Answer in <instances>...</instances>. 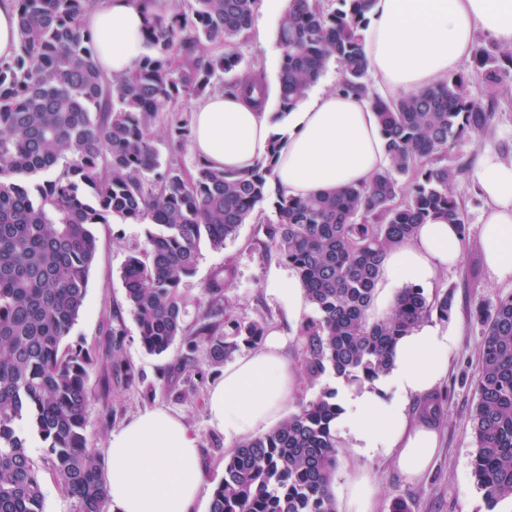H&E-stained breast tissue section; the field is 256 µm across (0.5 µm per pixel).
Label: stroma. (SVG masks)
I'll use <instances>...</instances> for the list:
<instances>
[{
	"mask_svg": "<svg viewBox=\"0 0 512 512\" xmlns=\"http://www.w3.org/2000/svg\"><path fill=\"white\" fill-rule=\"evenodd\" d=\"M277 48L276 22L263 6H256L248 37L238 51L244 63H259L265 81L273 86L278 83L281 63ZM492 110L494 118L484 142L466 138L450 149L451 155L465 164L453 191L464 206L468 224L461 260L441 272L436 282L437 288L453 289V317L461 325L460 345L439 391L444 403V414L437 423L441 448L427 474L416 480L407 478L392 460L368 461L351 449L338 451L334 495L342 494L351 477L367 475L376 489L377 512H391L398 501L405 502L409 512H512V501L508 499L488 505L472 477V425L483 338V327L475 310L512 292V282L500 283L491 277L477 245L480 216L487 210L488 202L480 195L472 173L483 143H492L504 159L512 160V96L498 98ZM147 230V225L120 221L95 225L97 256L89 272L83 309L66 342L81 346L92 359L87 378L91 394L90 446L100 456H107L112 430L145 409L158 406L181 415L199 438L205 484L198 508L208 512L211 491L224 477V456L233 449L223 434L209 426L205 411L207 391L223 377L224 368L209 365L201 352L194 355V365H184L183 359L189 353L183 338L161 355H151L143 349L125 299L122 272L130 254L147 249ZM217 273L224 277L221 305L228 319L245 324L259 322L265 329H277L288 335L285 356L300 370L290 412H297L300 404L313 399L322 389L337 386L332 372L316 378L304 372L303 345L298 336L300 323L289 319L283 306L266 291L272 274L288 278L293 271L266 239L262 224L253 221L242 225L236 237L226 240L220 249L202 242L196 273L180 289L187 305L188 332L196 331L209 309L206 286ZM116 325L123 329L122 362L134 370L129 382L116 377L107 352L110 333Z\"/></svg>",
	"mask_w": 512,
	"mask_h": 512,
	"instance_id": "35a3bbf8",
	"label": "stroma"
}]
</instances>
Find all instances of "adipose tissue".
Segmentation results:
<instances>
[{
  "label": "adipose tissue",
  "mask_w": 512,
  "mask_h": 512,
  "mask_svg": "<svg viewBox=\"0 0 512 512\" xmlns=\"http://www.w3.org/2000/svg\"><path fill=\"white\" fill-rule=\"evenodd\" d=\"M147 22L137 0H97L85 23L106 74L128 72L144 56ZM480 30L512 47V0H374L362 31L374 88L396 97L440 83L469 63ZM192 128V150L216 169L250 170L279 140L275 183L293 197L367 181L388 164L371 99L333 90L317 91L277 120L240 95L217 90L196 102ZM474 175L491 203L479 231L485 266L497 281L512 282V161L484 148ZM463 250L457 225H419L384 258L378 313L389 314L404 287H432ZM459 342L457 324L423 322L398 341L388 372L359 389L340 385V447L368 460L392 458L410 478L424 475L439 434L408 406L442 384ZM284 345V336L269 333L209 389L208 422L225 440L269 427L295 395L298 372L283 357ZM108 446L109 512H194L204 476L198 437L182 417L161 407L147 410L112 432Z\"/></svg>",
  "instance_id": "obj_1"
}]
</instances>
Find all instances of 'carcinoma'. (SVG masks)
Returning <instances> with one entry per match:
<instances>
[{
  "label": "carcinoma",
  "mask_w": 512,
  "mask_h": 512,
  "mask_svg": "<svg viewBox=\"0 0 512 512\" xmlns=\"http://www.w3.org/2000/svg\"><path fill=\"white\" fill-rule=\"evenodd\" d=\"M18 43L0 58V512H45L30 438L78 512H107L100 456L89 447L90 356L64 345L83 308L96 259V224L150 226L145 257H129L125 298L143 348L166 352L184 335L181 285L196 271L200 243L220 248L241 225L262 219L265 236L294 270L316 316L299 329L305 370L347 381L385 372L394 342L435 315L453 314V289L427 296L406 287L391 314L374 320L383 260L417 226L442 219L466 234L452 188L464 170L452 143L481 137L493 112L471 96L479 81L489 102L512 91V50L474 49L470 75L384 100L371 92L360 31L373 0H291L278 22L280 113L291 111L339 65L336 88L372 99L388 165L369 181L306 198L273 186L277 151L252 170L195 173L162 163L152 135L163 113L175 144L189 139L175 116L183 101L210 94L226 74L229 92L262 86V71L240 68L238 45L258 0H138L150 11L146 54L127 74H104L84 16L97 0H14ZM224 277L207 286L212 305L188 352L220 365L255 345L263 326L218 321ZM484 327L472 474L490 505L512 497V293L478 310ZM336 391L324 390L270 432L224 457L209 512H337ZM442 400L420 416L435 420Z\"/></svg>",
  "instance_id": "1"
}]
</instances>
